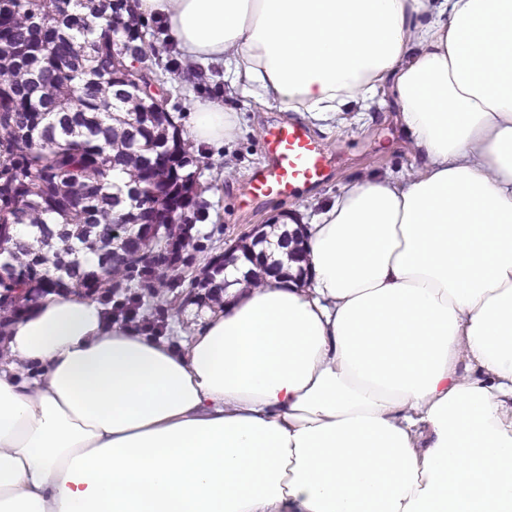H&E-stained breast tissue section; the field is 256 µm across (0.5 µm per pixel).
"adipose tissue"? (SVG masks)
<instances>
[{"label": "adipose tissue", "instance_id": "obj_1", "mask_svg": "<svg viewBox=\"0 0 512 512\" xmlns=\"http://www.w3.org/2000/svg\"><path fill=\"white\" fill-rule=\"evenodd\" d=\"M231 92L334 120L392 83L425 159L345 184L307 280L182 348L48 293L8 322L0 512H512V0H136ZM191 143L238 117L196 104Z\"/></svg>", "mask_w": 512, "mask_h": 512}]
</instances>
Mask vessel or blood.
Returning <instances> with one entry per match:
<instances>
[{
	"instance_id": "b4317fda",
	"label": "vessel or blood",
	"mask_w": 512,
	"mask_h": 512,
	"mask_svg": "<svg viewBox=\"0 0 512 512\" xmlns=\"http://www.w3.org/2000/svg\"><path fill=\"white\" fill-rule=\"evenodd\" d=\"M264 147L265 161L252 171L247 182L250 201L291 196L327 175L326 152L304 124L289 122L268 127Z\"/></svg>"
}]
</instances>
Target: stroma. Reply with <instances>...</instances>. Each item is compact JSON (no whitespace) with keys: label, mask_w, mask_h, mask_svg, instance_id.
<instances>
[{"label":"stroma","mask_w":512,"mask_h":512,"mask_svg":"<svg viewBox=\"0 0 512 512\" xmlns=\"http://www.w3.org/2000/svg\"><path fill=\"white\" fill-rule=\"evenodd\" d=\"M155 44L153 66L165 82L167 109L171 114L183 116L193 110L196 102L211 101L237 113L240 122V132L233 140L219 145L204 144L195 150L200 160V178L192 233L199 249L193 259L189 264L178 265L171 274L172 287L161 289L159 296H151L139 281L129 284L130 290L142 297L143 314H154L161 301L174 303V310L165 315V336L178 342L205 309L203 303L185 302L188 283L216 250L241 243L254 226L273 223L289 212L297 213L303 221H311L322 204L335 197L351 179L378 174L401 180L416 172L422 158L411 148L403 131L399 120L401 105L391 85L383 86L375 108L365 115L344 112L332 121H316L305 114L284 112L277 105L264 106L230 93L220 67L208 68L205 82L183 80L185 60L169 42L164 29H156ZM294 120L306 124L323 143L330 159L327 177L305 186L294 196L244 205L246 178L263 159L266 127Z\"/></svg>","instance_id":"35a3bbf8"}]
</instances>
